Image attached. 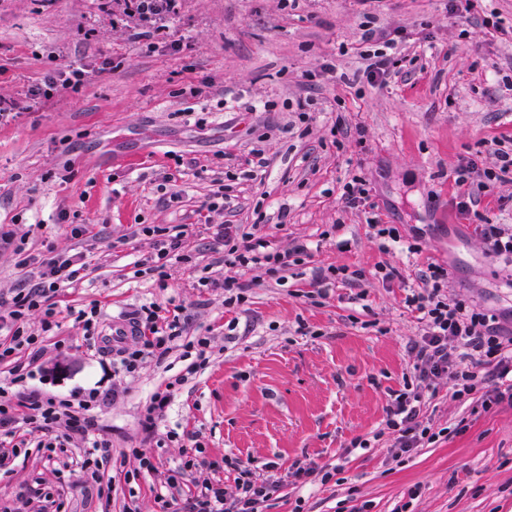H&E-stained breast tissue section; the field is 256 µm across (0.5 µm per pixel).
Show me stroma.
Returning <instances> with one entry per match:
<instances>
[{
  "label": "stroma",
  "instance_id": "35a3bbf8",
  "mask_svg": "<svg viewBox=\"0 0 512 512\" xmlns=\"http://www.w3.org/2000/svg\"><path fill=\"white\" fill-rule=\"evenodd\" d=\"M401 29L410 63L387 85L349 84L360 68L359 25ZM497 28L486 27V18ZM178 31L189 49L157 36L133 43L124 25L99 16L94 0H0V98H21L50 74L78 67L89 77L79 92L37 104L0 128V224L11 225L31 252L89 251L86 277L57 298L61 327L38 360L41 386L54 394L98 387L114 397L92 410V435L126 469L128 448L151 456L157 474L125 482L108 496L81 492L78 467L55 472L26 436L27 452L0 474V503L37 512L36 496L21 497L33 477L64 501L67 512H123L137 496L155 512L158 477L185 449L201 447L205 464L181 487L224 482V457L266 466L283 478L294 461L341 465L342 483L289 490L271 512H340L369 504L393 512L419 487L413 512H512V406L471 414L441 383L431 402L437 427L466 421L465 431L416 450L389 468V444L374 440L391 392L410 379L408 343L420 336L418 314L404 302L403 283L375 278L396 267L414 282L428 263L447 266L448 289L490 310L512 307L497 263L474 235L472 217L450 201L454 171L468 158L493 168L496 145H512V0H184ZM336 76H318L321 64ZM308 101L299 120L297 101ZM267 160L251 165L253 150ZM70 170L59 184L56 175ZM363 176L382 223L403 241L381 248L363 208L345 207L348 173ZM177 176L182 201H162L163 176ZM224 183L233 215L214 224L275 225L273 243L306 241L310 258L283 281L248 272L244 303L226 305L220 288H200L198 266L212 276L236 275L200 227V209ZM89 225L76 237L73 225ZM141 224H184L193 260L175 265L166 287L136 275L134 262L152 249L136 235ZM420 240L419 255L407 244ZM362 271L310 302L318 269ZM176 299L188 334L209 331L214 356L175 396L160 432L183 442L144 440L138 418L154 387L184 363L179 351L148 361L136 377L114 372L111 357L89 348L73 313L98 302L115 320L154 302ZM233 343H225V334ZM366 448L350 449L356 437Z\"/></svg>",
  "mask_w": 512,
  "mask_h": 512
}]
</instances>
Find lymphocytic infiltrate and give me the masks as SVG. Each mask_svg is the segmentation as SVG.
Here are the masks:
<instances>
[{
    "instance_id": "1",
    "label": "lymphocytic infiltrate",
    "mask_w": 512,
    "mask_h": 512,
    "mask_svg": "<svg viewBox=\"0 0 512 512\" xmlns=\"http://www.w3.org/2000/svg\"><path fill=\"white\" fill-rule=\"evenodd\" d=\"M123 2L124 16L136 21L131 38L139 41L169 32L180 13L182 0ZM401 40L399 30L387 31L362 22L360 45L366 65L358 76L359 81L383 84L397 76L401 71L397 56ZM87 76V71L81 68L49 75L42 86L31 91L29 99H0V126L30 110L33 100H48L61 92H78ZM204 230L214 246L223 248L225 262L245 272L261 269L268 277L276 278L310 255L309 246L300 241L283 250L272 248L267 234L257 224H208ZM140 232L153 240L152 252L141 258L140 263L159 280H166L168 269L174 264L190 262L185 225L152 224L141 227ZM474 233L487 255L512 266L511 226L495 223L481 214ZM0 249L12 250L19 265L33 268L36 278L35 283L12 298L0 296V363L13 360L22 352L30 360L29 366L15 363L13 367L16 392L8 393L0 388V468H4L21 453L14 441L19 424L44 433L42 448L48 455H57L73 435L87 434L91 426L87 413L103 401L104 395L98 389L89 388L62 398L23 387L25 380L34 375L31 365L40 356L43 335L59 327L55 297L79 282L87 268L84 253L66 250L48 256L30 253L24 241L16 239L13 230L4 224L0 225ZM420 280L421 287L410 289L405 298L407 306L419 313L422 324L421 336L407 347L413 380L392 393L383 427L391 442L388 461L397 466L415 450L447 438L449 430L434 428L427 416L442 380L450 381L453 399L472 402L486 412L503 402L512 403V333H503L493 326L488 313L449 293L448 271L441 265L429 264ZM36 311L42 314L41 330L37 333L27 326L29 316ZM131 326V337L112 348L116 369L135 375L148 360L163 361L178 344L182 345V357L187 362L184 373L152 393L140 417L142 432L150 436L174 393L189 376L209 365L212 339L206 335L183 339L184 327L179 317L168 316L166 308L154 302L141 306L133 314ZM197 465L196 459H187L164 475L163 491L156 496L159 512H270L285 486L297 489L315 481L326 484L337 474L333 467L318 468L297 461L289 466L285 478L271 480L260 474L252 461L228 455L224 458V468L234 474L231 486L206 480L191 498H177L181 480Z\"/></svg>"
}]
</instances>
